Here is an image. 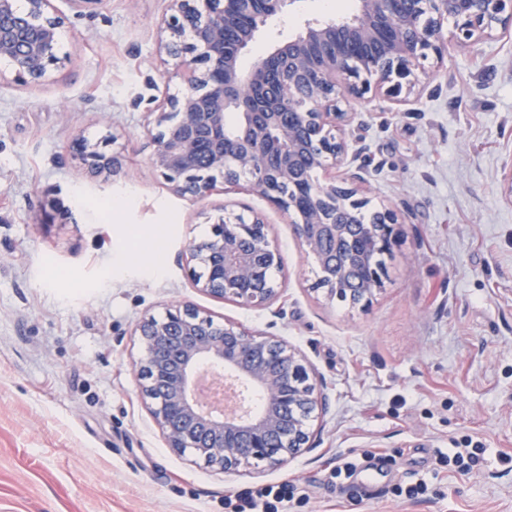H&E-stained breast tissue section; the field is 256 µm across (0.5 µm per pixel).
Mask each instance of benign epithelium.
I'll return each instance as SVG.
<instances>
[{
  "label": "benign epithelium",
  "instance_id": "benign-epithelium-1",
  "mask_svg": "<svg viewBox=\"0 0 512 512\" xmlns=\"http://www.w3.org/2000/svg\"><path fill=\"white\" fill-rule=\"evenodd\" d=\"M158 53L175 60L181 92L167 95L150 130L151 165L178 195L206 198L246 182L294 225L320 269L316 289L351 306L384 288L402 235L391 202L371 210L363 186L369 123L353 107L381 95L405 104L448 55L483 53L512 31V0H359L354 15L308 20L243 70L260 30L296 0H169ZM66 16L53 0H0V60L24 85L46 82L59 62ZM76 155L91 179L108 180L122 157L84 138ZM209 234L185 249L201 293L246 308L281 295V249L265 217L222 204L204 214ZM132 366L167 446L224 474L274 467L313 449L326 412L325 382L281 336L218 322L191 303L136 324ZM203 365L239 379L247 414L214 415L193 391Z\"/></svg>",
  "mask_w": 512,
  "mask_h": 512
}]
</instances>
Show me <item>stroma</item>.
Instances as JSON below:
<instances>
[{"label": "stroma", "instance_id": "1", "mask_svg": "<svg viewBox=\"0 0 512 512\" xmlns=\"http://www.w3.org/2000/svg\"><path fill=\"white\" fill-rule=\"evenodd\" d=\"M68 15V57L21 85L0 61V512H224L284 481L286 512H512V37L457 51L406 111L367 106V196L404 213L388 278L349 308L314 287L292 224L245 186L174 194L151 168L146 114L180 88L157 54L168 0H103ZM355 0H298L254 53L304 20L349 17ZM110 137L114 182L88 179L78 137ZM222 202L265 215L281 248L270 309L201 294L181 260ZM190 302L283 336L326 383L309 453L224 475L178 455L149 416L131 365L147 312ZM477 448L465 473L441 452ZM373 462V498L344 490L338 463ZM425 480L415 499L398 487Z\"/></svg>", "mask_w": 512, "mask_h": 512}]
</instances>
